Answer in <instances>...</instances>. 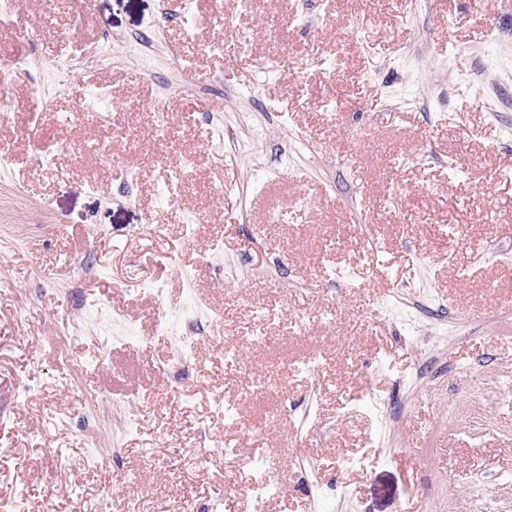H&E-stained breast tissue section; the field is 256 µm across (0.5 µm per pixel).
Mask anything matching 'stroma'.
Listing matches in <instances>:
<instances>
[{
	"instance_id": "obj_1",
	"label": "stroma",
	"mask_w": 512,
	"mask_h": 512,
	"mask_svg": "<svg viewBox=\"0 0 512 512\" xmlns=\"http://www.w3.org/2000/svg\"><path fill=\"white\" fill-rule=\"evenodd\" d=\"M183 7L14 0L0 30V69L116 58L18 77L0 124V512H512V0Z\"/></svg>"
}]
</instances>
